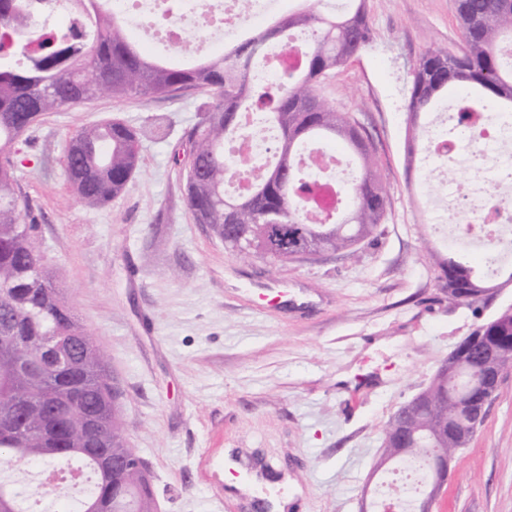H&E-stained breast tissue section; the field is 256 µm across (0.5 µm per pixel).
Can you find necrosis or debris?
<instances>
[{
	"label": "necrosis or debris",
	"mask_w": 512,
	"mask_h": 512,
	"mask_svg": "<svg viewBox=\"0 0 512 512\" xmlns=\"http://www.w3.org/2000/svg\"><path fill=\"white\" fill-rule=\"evenodd\" d=\"M112 13L133 28L145 17L156 19L158 44L170 53H181L190 43V32L205 24L210 42L220 44L237 37L245 26H259L275 6V0H252L248 13H241L238 0H108ZM468 102L466 93L454 95L448 107L435 114V131L426 141V163L455 156L467 184L466 193L449 191L446 198L428 209V221L451 235L466 234L479 242H512V196L502 191L512 171L503 161L512 156V114L470 113L457 121L456 113ZM340 154L315 153L309 163L316 173L315 191L302 207L307 221L320 222L324 212L339 204L338 184L320 173L338 167Z\"/></svg>",
	"instance_id": "necrosis-or-debris-1"
}]
</instances>
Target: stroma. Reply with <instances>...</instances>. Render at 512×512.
Here are the masks:
<instances>
[{"label": "stroma", "instance_id": "obj_1", "mask_svg": "<svg viewBox=\"0 0 512 512\" xmlns=\"http://www.w3.org/2000/svg\"><path fill=\"white\" fill-rule=\"evenodd\" d=\"M375 43L330 74L319 93L364 126L389 188L392 218L352 254L272 263L225 248L185 204L183 154L208 93L107 95L42 115L19 140L20 204L36 247L80 325L100 347L145 461L157 512H240L246 493L218 501L247 463H273L294 512H361L379 478L383 429L425 389L440 362L512 304L449 302L422 250L433 238L423 203L437 194L411 150L403 76L426 49L463 45L455 0H366ZM121 120L140 133L139 165L107 206L83 202L64 156L80 129ZM293 302L268 309L265 278ZM232 451L242 470L225 468ZM9 476L35 512H66L85 485L40 494V468ZM437 512H512V371L486 420L451 464Z\"/></svg>", "mask_w": 512, "mask_h": 512}]
</instances>
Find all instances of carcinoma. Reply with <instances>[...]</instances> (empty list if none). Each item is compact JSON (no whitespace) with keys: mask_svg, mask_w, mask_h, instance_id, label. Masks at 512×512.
I'll return each mask as SVG.
<instances>
[{"mask_svg":"<svg viewBox=\"0 0 512 512\" xmlns=\"http://www.w3.org/2000/svg\"><path fill=\"white\" fill-rule=\"evenodd\" d=\"M102 2L71 0L79 24L35 29L33 10L23 0H0V465L36 463L45 473L75 459L93 482L72 512H128L135 497L138 512H151L148 479L135 470H104L96 460L121 459L132 450L104 357L40 261L34 245L38 225L23 218L15 179L20 136L43 114L79 103L89 93L130 98L201 89L212 102L188 135L194 160L186 172V206L195 222L209 226L228 248L272 262L293 259L294 248L308 243L323 253L356 252L388 221L389 195L368 137L350 113L318 94L329 74L373 41L365 0H347L336 13L321 0H301L296 10L224 55L189 68L145 57ZM456 13L463 50L450 57L448 48L430 47L410 71L407 120L414 141L426 135L418 116L459 89L482 110L512 112V0H456ZM294 32L310 36L301 68L275 89L260 85L253 63L269 42ZM249 112L277 131L272 162L254 174L247 192L232 193L225 188L232 168L225 145L237 153L246 150ZM315 139L340 144L356 164L344 216L330 224H309L300 209V191L310 180L304 154ZM137 140V130L121 121L78 131L66 150V172L76 193L97 206L118 196L138 167ZM436 263L450 301H487L503 287L486 267L473 268L463 253ZM476 335L486 338L480 347L497 350L502 369L512 371V313L480 324ZM75 336L83 342L66 351V368L47 372L39 345H64ZM474 384L469 359L450 378L430 383V404L405 416L410 451L403 459L430 472L435 449H456L462 436H472L467 419ZM416 492L417 485L405 480L394 498L410 507ZM0 512H27L22 493L9 480L0 479Z\"/></svg>","mask_w":512,"mask_h":512,"instance_id":"cac0c4a2","label":"carcinoma"}]
</instances>
